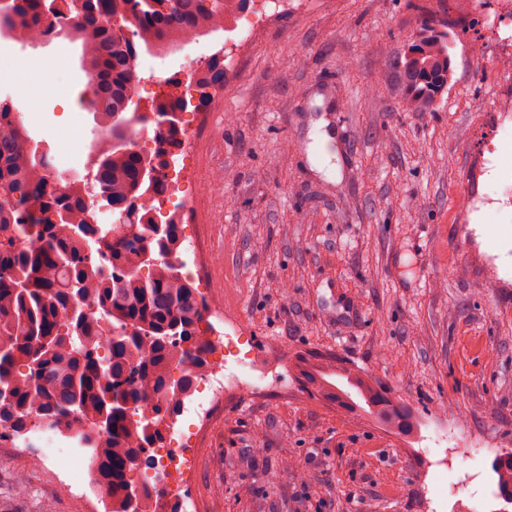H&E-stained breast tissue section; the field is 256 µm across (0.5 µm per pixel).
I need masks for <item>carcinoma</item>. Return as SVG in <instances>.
I'll return each mask as SVG.
<instances>
[{
  "mask_svg": "<svg viewBox=\"0 0 512 512\" xmlns=\"http://www.w3.org/2000/svg\"><path fill=\"white\" fill-rule=\"evenodd\" d=\"M227 0H71L60 15L56 0H8L0 30L53 27L78 44L81 67L94 74L83 96L96 106L97 149L91 181L51 172L46 152L32 137L11 100L0 99V433L21 432L29 415L89 449L95 483L105 487L112 512H154L146 493L130 495L135 458L163 447L166 418L192 389L191 373L174 377L187 362L206 365L198 325L207 310L194 281L172 264L183 239L181 225L142 209L147 189L141 157L116 144L135 130L127 125L137 48L176 45L204 23H224ZM112 18L106 26L103 19ZM143 35L139 44L128 32ZM453 41L425 19L399 57L407 79L406 102L430 112L452 77ZM200 103L208 88L224 86V62L215 59L196 77ZM184 101L152 112L161 150L179 145ZM93 189L97 203L118 214L116 224H95L81 199ZM132 226L126 239L122 226ZM155 262L147 275L141 253ZM96 315L69 313L78 297ZM314 389L346 411L386 412L407 423L410 410L395 405L347 368L318 365L306 372ZM501 497L512 503V455L498 459Z\"/></svg>",
  "mask_w": 512,
  "mask_h": 512,
  "instance_id": "carcinoma-1",
  "label": "carcinoma"
}]
</instances>
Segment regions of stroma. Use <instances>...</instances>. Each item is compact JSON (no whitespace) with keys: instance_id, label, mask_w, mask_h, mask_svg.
<instances>
[{"instance_id":"obj_1","label":"stroma","mask_w":512,"mask_h":512,"mask_svg":"<svg viewBox=\"0 0 512 512\" xmlns=\"http://www.w3.org/2000/svg\"><path fill=\"white\" fill-rule=\"evenodd\" d=\"M448 0H306L249 42L197 134L193 233L213 253L210 295L245 348L277 359L265 396L225 404L196 450L190 494L201 512H420L423 488L449 492L472 467L453 459L420 483L381 417L355 416L314 392L309 363L340 361L371 375L414 414L446 404L487 436L469 501L498 493L493 461L512 453V208L461 219L473 135L492 107L493 62L453 56L433 111L411 112L396 66L422 14ZM66 59L65 76L17 80L31 58ZM177 59L140 60L138 98L175 93ZM17 108L38 113L33 139L58 172L85 174L95 139L82 112L86 75L75 44L0 46V81ZM335 173L311 149L318 121L334 124ZM45 461L18 478L0 447L5 512H79Z\"/></svg>"}]
</instances>
